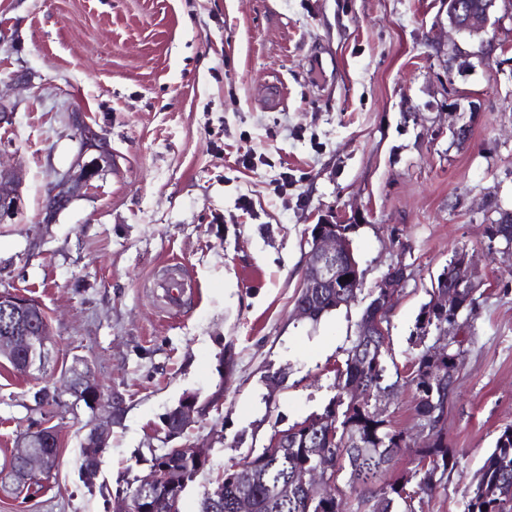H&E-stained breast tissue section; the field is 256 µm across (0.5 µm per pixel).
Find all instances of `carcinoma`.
I'll return each instance as SVG.
<instances>
[{
	"mask_svg": "<svg viewBox=\"0 0 512 512\" xmlns=\"http://www.w3.org/2000/svg\"><path fill=\"white\" fill-rule=\"evenodd\" d=\"M359 285L349 279L337 288H324L311 296L301 294L298 302L308 305L310 320L316 322L326 313L349 306L356 298ZM477 288L464 284L457 289L459 312H442L435 299L426 303L416 320L415 335L423 349L411 358L406 373L390 372L382 355L368 349L358 336L347 349L344 366L337 370L338 393L320 414L308 417L318 424L310 434L303 433L288 441V446L269 455L261 448L251 460L224 471V491L218 508L200 512H237L235 505L242 496L253 502V512H417L416 490L433 489L444 474L457 465L456 453L448 447L443 431L434 441L419 450L420 461H428L405 481L391 477L404 431L396 428L381 408L399 389L408 387L413 394L414 409L420 423L437 425L443 420L445 404L455 390L456 366L432 363L431 347L425 345L432 333L448 332L452 350H462L459 334L468 324L464 312L472 309ZM357 382L370 389L367 400L354 406L342 398L344 388ZM328 458L337 471L346 474L348 491L336 487L325 498L310 500L295 491L283 494L285 484H293L297 470L309 460ZM463 512H512V424L504 426L493 449L485 457L480 474L464 503Z\"/></svg>",
	"mask_w": 512,
	"mask_h": 512,
	"instance_id": "carcinoma-1",
	"label": "carcinoma"
}]
</instances>
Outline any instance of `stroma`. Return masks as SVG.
<instances>
[{
    "label": "stroma",
    "instance_id": "obj_1",
    "mask_svg": "<svg viewBox=\"0 0 512 512\" xmlns=\"http://www.w3.org/2000/svg\"><path fill=\"white\" fill-rule=\"evenodd\" d=\"M511 11L497 0L502 22L484 43L449 27L442 0H0V97L16 105L0 166L22 179L21 211L0 224V292L41 306L50 349L30 375L0 363V466L36 422L60 442L42 488L0 492V512H112L152 450L193 445L209 463L180 510L199 512L225 468L336 395L370 293L399 262L409 276L388 348L407 364L416 317L458 251L479 288L448 404L457 465L421 506L462 512L512 423V252L485 233L512 211ZM75 112L117 168L50 220L48 188L79 148ZM328 215L355 227L362 286L314 323L295 303ZM173 258L195 286L168 315L152 279ZM77 361L124 409L91 488L81 446L105 411L72 407ZM43 386L58 404L34 403ZM218 390L166 439L170 408Z\"/></svg>",
    "mask_w": 512,
    "mask_h": 512
}]
</instances>
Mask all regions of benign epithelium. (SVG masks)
Masks as SVG:
<instances>
[{"label": "benign epithelium", "mask_w": 512, "mask_h": 512, "mask_svg": "<svg viewBox=\"0 0 512 512\" xmlns=\"http://www.w3.org/2000/svg\"><path fill=\"white\" fill-rule=\"evenodd\" d=\"M448 7L450 24L457 30H467L474 34L488 32V28L500 24V19H491L492 8L496 0H481L474 5L470 0H443ZM72 124L79 137V150L71 168L52 186L49 197L52 206L46 209V216L51 218L67 208L69 204L89 186L112 169V148L107 139L93 127L83 122L80 114L72 117ZM21 194L19 182L15 174L0 168V224L14 218L20 210ZM352 243L343 230V224L334 219H325L312 235L310 250L302 272L300 288L311 294L323 289L334 288L340 280V272L344 262L351 258ZM407 269L393 266L377 285L379 300L377 313L366 318L359 328L361 336L381 338L389 335L386 318L392 309L395 299L405 283ZM0 306L8 315V322L0 328V358L10 363L19 364V368L29 372L34 366L32 355L48 353V336L43 326L30 316L31 304L28 300L9 292H0ZM203 415L202 407L197 405L194 396L184 397L179 407V426L166 428L169 438L180 434L181 430L191 426L194 418ZM121 417L119 403L112 402L109 421L94 425L88 435L85 446L106 448L110 436L112 421ZM309 429V424H299L294 429L276 430L266 445L268 453H275L288 444L293 434ZM434 430L421 427L417 435H403L402 445L417 447L432 440ZM57 437L55 429L45 423L21 436L14 454L25 460L22 471L10 472L12 480L23 484L34 474H49L56 464L54 457L38 449L40 444H50ZM177 470L169 465L163 475L150 473L141 478L140 486L133 499H120L116 512H155L156 507L148 504L150 487L159 482L167 487H176V495L165 502V512H180L182 489L178 488L175 475ZM336 486V470L333 465L321 461L305 471L300 480V490L308 497L325 496Z\"/></svg>", "instance_id": "benign-epithelium-1"}]
</instances>
